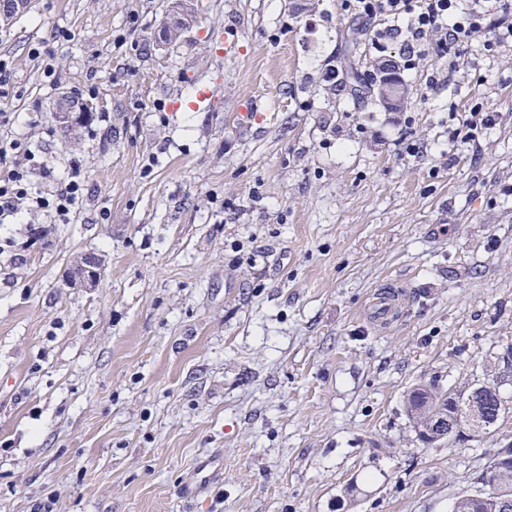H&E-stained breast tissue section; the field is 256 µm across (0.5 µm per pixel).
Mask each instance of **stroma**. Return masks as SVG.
<instances>
[{
  "instance_id": "1",
  "label": "stroma",
  "mask_w": 512,
  "mask_h": 512,
  "mask_svg": "<svg viewBox=\"0 0 512 512\" xmlns=\"http://www.w3.org/2000/svg\"><path fill=\"white\" fill-rule=\"evenodd\" d=\"M169 3L33 0L0 29V136L85 177L75 217L0 224V512H450L512 413L426 444L405 396L512 346V46L431 40L389 112L325 79L379 56L344 0H194L166 43ZM188 76L211 111L169 110ZM90 87L110 121L66 147L50 105ZM86 252L99 286L68 287Z\"/></svg>"
}]
</instances>
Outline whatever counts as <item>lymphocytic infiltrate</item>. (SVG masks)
I'll list each match as a JSON object with an SVG mask.
<instances>
[{
  "instance_id": "lymphocytic-infiltrate-1",
  "label": "lymphocytic infiltrate",
  "mask_w": 512,
  "mask_h": 512,
  "mask_svg": "<svg viewBox=\"0 0 512 512\" xmlns=\"http://www.w3.org/2000/svg\"><path fill=\"white\" fill-rule=\"evenodd\" d=\"M354 16L363 21H383L372 44L384 49L395 39L404 44L403 66L414 68L427 51L430 37L443 33L453 47L471 46L483 36L484 49L512 44V12L504 0H348ZM0 164L10 168L0 179V224L20 221L23 208L66 217L78 211L84 183L79 170L56 180L53 167L37 160L20 138L0 141Z\"/></svg>"
}]
</instances>
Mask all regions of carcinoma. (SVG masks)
I'll return each instance as SVG.
<instances>
[{"label": "carcinoma", "instance_id": "1", "mask_svg": "<svg viewBox=\"0 0 512 512\" xmlns=\"http://www.w3.org/2000/svg\"><path fill=\"white\" fill-rule=\"evenodd\" d=\"M344 80L355 87V97H369L375 84L374 77H365L357 68L350 67ZM405 408L414 430L434 432L432 414L438 413L448 423L469 426L476 437L495 431L501 417L508 411L509 401L502 396L497 382L473 387L468 393H449L435 383H420L406 395ZM496 491L490 490L482 500L457 497L452 512H494Z\"/></svg>", "mask_w": 512, "mask_h": 512}]
</instances>
